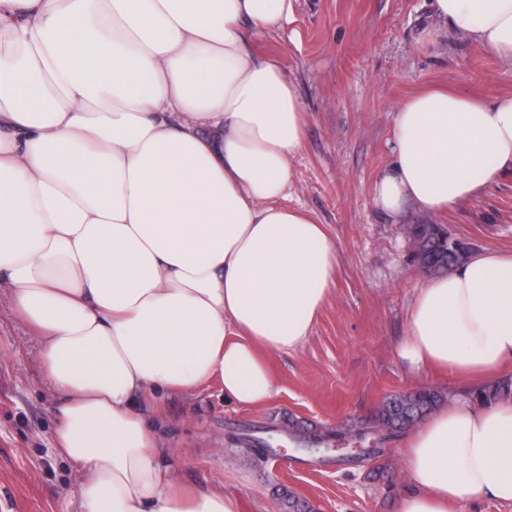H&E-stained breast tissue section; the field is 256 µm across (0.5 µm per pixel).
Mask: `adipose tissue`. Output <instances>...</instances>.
Segmentation results:
<instances>
[{
	"label": "adipose tissue",
	"mask_w": 512,
	"mask_h": 512,
	"mask_svg": "<svg viewBox=\"0 0 512 512\" xmlns=\"http://www.w3.org/2000/svg\"><path fill=\"white\" fill-rule=\"evenodd\" d=\"M512 59V0H432ZM292 0H0V281L58 398L54 442L82 512H240L182 488L143 406L215 384L257 406L265 354L300 346L336 279L325 225L285 206L305 112L251 36ZM376 205L438 214L512 167V96L404 101ZM398 354L481 384L512 364V252L428 278ZM399 512L512 504V396L408 436ZM455 512H512V505L501 504L489 498L480 500H463L456 507Z\"/></svg>",
	"instance_id": "ef3b65f1"
}]
</instances>
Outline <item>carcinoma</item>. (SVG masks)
I'll return each instance as SVG.
<instances>
[{"label":"carcinoma","instance_id":"obj_1","mask_svg":"<svg viewBox=\"0 0 512 512\" xmlns=\"http://www.w3.org/2000/svg\"><path fill=\"white\" fill-rule=\"evenodd\" d=\"M410 239L414 247L411 261L425 267L430 275H441L452 271L463 263L472 252V245L463 244L444 224H412L409 227ZM444 396L430 388H422L407 395L390 397L378 410L374 419L376 427H390L392 434L382 441L378 451L399 433L417 425L429 413L437 409ZM291 426L299 438L302 448L320 447L328 435L311 428L303 421H293Z\"/></svg>","mask_w":512,"mask_h":512}]
</instances>
